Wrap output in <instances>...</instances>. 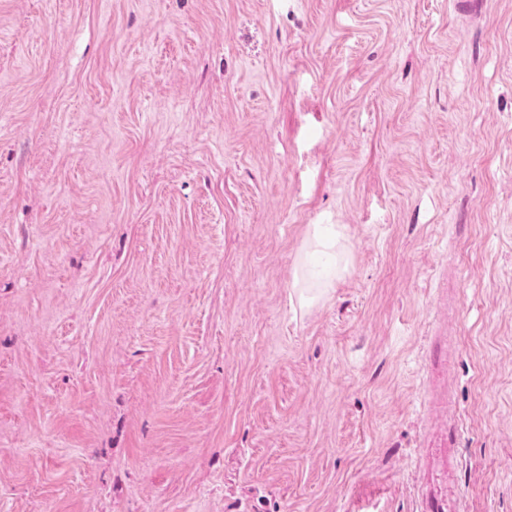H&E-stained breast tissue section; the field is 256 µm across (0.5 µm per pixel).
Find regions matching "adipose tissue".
<instances>
[{"label": "adipose tissue", "instance_id": "1", "mask_svg": "<svg viewBox=\"0 0 512 512\" xmlns=\"http://www.w3.org/2000/svg\"><path fill=\"white\" fill-rule=\"evenodd\" d=\"M347 264L348 251L341 229L332 224L309 225L292 271L299 308H309L327 299Z\"/></svg>", "mask_w": 512, "mask_h": 512}]
</instances>
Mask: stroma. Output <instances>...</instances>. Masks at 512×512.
<instances>
[{
	"instance_id": "1",
	"label": "stroma",
	"mask_w": 512,
	"mask_h": 512,
	"mask_svg": "<svg viewBox=\"0 0 512 512\" xmlns=\"http://www.w3.org/2000/svg\"><path fill=\"white\" fill-rule=\"evenodd\" d=\"M453 503L512 512V0H0V512ZM348 264L344 235L335 224H311L292 271V287L300 309L327 299Z\"/></svg>"
}]
</instances>
